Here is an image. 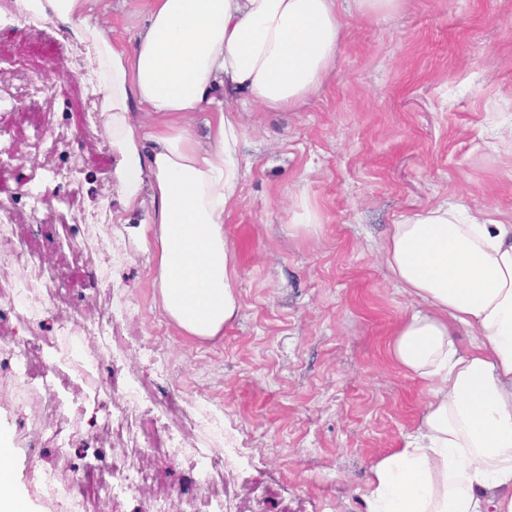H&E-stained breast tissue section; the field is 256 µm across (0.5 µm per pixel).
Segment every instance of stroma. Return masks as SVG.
Wrapping results in <instances>:
<instances>
[{
  "instance_id": "obj_1",
  "label": "stroma",
  "mask_w": 512,
  "mask_h": 512,
  "mask_svg": "<svg viewBox=\"0 0 512 512\" xmlns=\"http://www.w3.org/2000/svg\"><path fill=\"white\" fill-rule=\"evenodd\" d=\"M346 37L336 72L301 108L242 113L246 163L240 199L225 216L235 250L240 311L223 336L201 341L162 315L153 254L113 223L117 208L105 113L77 41L48 21L0 10V55L28 68L42 92L38 115L0 112L18 152L46 160L34 137L81 134L69 149L74 210L61 197L42 205L44 223L11 212L14 234L29 237L43 280L63 281L45 300L52 319L0 320V344L38 345L29 358L40 396L66 391L81 414L24 419L0 373V426L14 439L12 475L36 512H53L35 491L55 471L84 493L89 512L111 499L112 447L100 418L134 382L147 411L140 432L153 481L137 484L127 512L158 496L177 499L184 467L170 436L197 441L198 405L235 440L231 488L252 512H367L369 466L402 446L427 401V386L388 359L385 345L411 303L384 261L388 229L402 214L445 203L512 222V0H406L396 11L362 13L338 0ZM69 74L50 75L52 60ZM101 212L77 236L74 211ZM117 241L121 251L103 246ZM97 287L79 285L88 268ZM111 320L118 379L84 385L56 363L62 331ZM65 441L58 452L56 441Z\"/></svg>"
}]
</instances>
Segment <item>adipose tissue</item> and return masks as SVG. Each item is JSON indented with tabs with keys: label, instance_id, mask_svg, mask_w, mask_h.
<instances>
[{
	"label": "adipose tissue",
	"instance_id": "ef3b65f1",
	"mask_svg": "<svg viewBox=\"0 0 512 512\" xmlns=\"http://www.w3.org/2000/svg\"><path fill=\"white\" fill-rule=\"evenodd\" d=\"M103 0H17L83 44L108 114L115 223L154 253L161 308L187 335L239 312L224 216L243 177L240 112L298 108L336 69L337 0H144L132 42L92 24ZM385 260L414 308L389 360L433 396L370 467L369 512H512V224L439 205L392 225ZM0 512H29L3 452Z\"/></svg>",
	"mask_w": 512,
	"mask_h": 512
}]
</instances>
